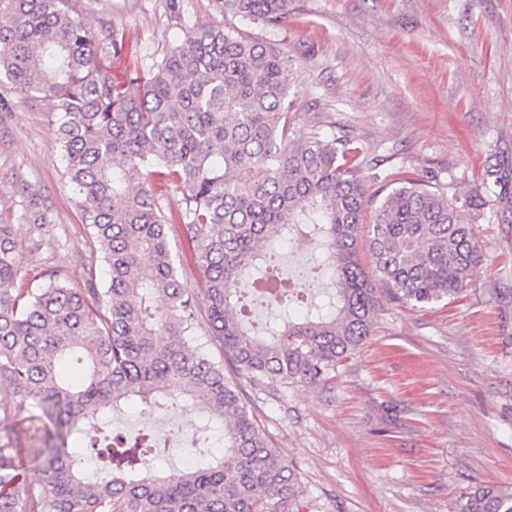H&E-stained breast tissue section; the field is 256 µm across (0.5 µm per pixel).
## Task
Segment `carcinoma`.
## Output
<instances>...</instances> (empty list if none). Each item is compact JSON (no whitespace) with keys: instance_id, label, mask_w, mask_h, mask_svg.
I'll list each match as a JSON object with an SVG mask.
<instances>
[{"instance_id":"carcinoma-1","label":"carcinoma","mask_w":512,"mask_h":512,"mask_svg":"<svg viewBox=\"0 0 512 512\" xmlns=\"http://www.w3.org/2000/svg\"><path fill=\"white\" fill-rule=\"evenodd\" d=\"M212 2L247 24L288 27V0ZM294 65L246 27L198 26L144 75L125 30L95 40L69 0H0V81L56 116L64 176L109 275L105 288L91 277L71 288L46 269L42 287L26 288L17 227L0 223V388L11 396L0 400V424L33 400L56 441L29 453L44 477L0 445V512H303L297 470L224 364L273 390L318 385L372 335L379 293L431 307L473 276L482 249L471 198L450 201L409 178L374 204L357 141L296 134ZM157 173L176 208L149 184ZM483 188L512 204L500 164L486 168ZM28 223L42 237L47 212L33 204ZM169 224L197 250L204 316L181 281ZM309 227L324 259L302 279H281V242ZM133 402L150 417L176 405L204 419L176 448L152 430L85 444L102 413ZM212 423L224 424L219 456L200 446ZM90 447L100 465L88 476ZM155 451L193 463L165 474ZM460 512H512V492L480 487Z\"/></svg>"}]
</instances>
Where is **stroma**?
Returning <instances> with one entry per match:
<instances>
[{
	"label": "stroma",
	"instance_id": "obj_1",
	"mask_svg": "<svg viewBox=\"0 0 512 512\" xmlns=\"http://www.w3.org/2000/svg\"><path fill=\"white\" fill-rule=\"evenodd\" d=\"M103 38H134L152 69L196 25L234 26L211 0H72ZM276 40L296 61V131L358 141L386 180L419 174L472 197L483 257L460 298L425 309L384 303L374 332L325 383L275 397L243 390L272 447L299 472L304 512H459L468 493L512 489V208L480 192L486 167L512 166V0H290ZM42 102L0 84V222L16 225L24 285L40 273L82 287L108 272L64 175ZM50 215L32 240L29 195ZM35 404L0 443L47 448Z\"/></svg>",
	"mask_w": 512,
	"mask_h": 512
}]
</instances>
